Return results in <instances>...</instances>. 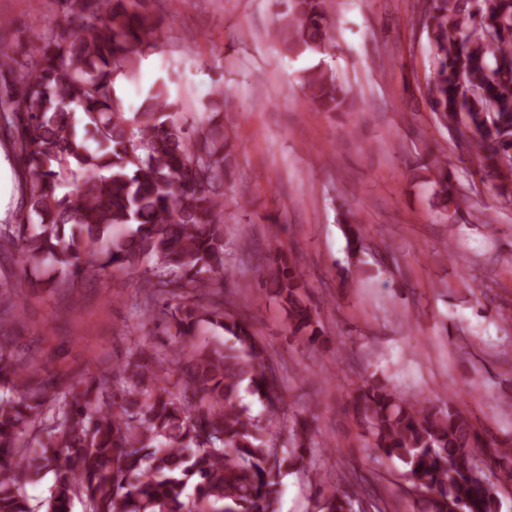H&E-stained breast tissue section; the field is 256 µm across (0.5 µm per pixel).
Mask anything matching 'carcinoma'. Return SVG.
I'll return each instance as SVG.
<instances>
[{"label":"carcinoma","instance_id":"obj_1","mask_svg":"<svg viewBox=\"0 0 512 512\" xmlns=\"http://www.w3.org/2000/svg\"><path fill=\"white\" fill-rule=\"evenodd\" d=\"M61 17L17 58L0 47V132L7 134L20 207L0 224V276L47 267L32 288H74L87 275L135 270L145 280L146 322L189 351L172 363L183 381L168 388L165 362L141 347L95 380L45 375L13 351L22 291L0 292V512H279L283 479L305 468L309 422L273 433L284 403L266 349L246 322L224 310V199L218 190L235 155L224 124L177 119L159 84L136 110L119 95L146 50L158 47L159 19L129 0H58ZM273 38L291 54L313 55L330 39L328 0H277ZM433 68L429 100L442 122L464 116L476 139L473 164L498 195L512 199V0H427L418 17ZM301 83L309 103L341 112L348 92L319 66ZM435 196L457 187L431 158ZM350 255L363 244L361 220L342 214ZM266 286L288 313L289 332L316 338L306 288L268 244ZM231 335L195 342L202 325ZM262 411L251 414L241 387ZM355 407L370 446L405 466L427 512H500L485 470L512 481V445L500 448L465 412L425 397L396 398L379 382L357 389ZM57 424L46 437L43 418ZM47 498L25 488L47 474ZM363 476L335 486L325 512H354L369 493Z\"/></svg>","mask_w":512,"mask_h":512}]
</instances>
